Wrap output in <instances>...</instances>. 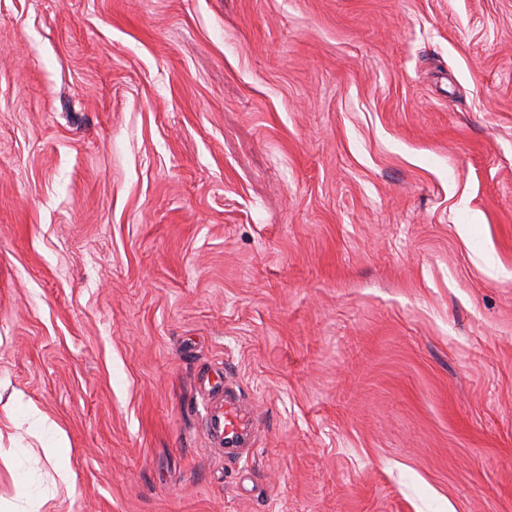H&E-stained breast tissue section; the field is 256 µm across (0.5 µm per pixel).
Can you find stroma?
<instances>
[{
    "mask_svg": "<svg viewBox=\"0 0 512 512\" xmlns=\"http://www.w3.org/2000/svg\"><path fill=\"white\" fill-rule=\"evenodd\" d=\"M0 447L39 512H512V0H0ZM254 418L243 410L239 400L224 393L217 398L206 413V431L214 448L233 446L239 439L253 434Z\"/></svg>",
    "mask_w": 512,
    "mask_h": 512,
    "instance_id": "stroma-1",
    "label": "stroma"
}]
</instances>
